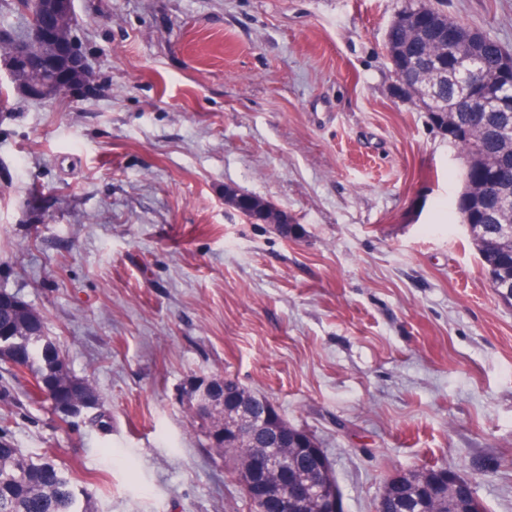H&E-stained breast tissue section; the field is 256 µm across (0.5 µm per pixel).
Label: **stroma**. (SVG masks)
Segmentation results:
<instances>
[{"label": "stroma", "mask_w": 512, "mask_h": 512, "mask_svg": "<svg viewBox=\"0 0 512 512\" xmlns=\"http://www.w3.org/2000/svg\"><path fill=\"white\" fill-rule=\"evenodd\" d=\"M400 3L76 0L87 91L0 80V289L109 412L60 424L0 361V432L94 512H252L184 399L227 375L316 436L345 512L430 465L512 512V306L456 210L458 151L395 91ZM438 3L512 49V0Z\"/></svg>", "instance_id": "35a3bbf8"}]
</instances>
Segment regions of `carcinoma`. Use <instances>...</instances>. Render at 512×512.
<instances>
[{
  "label": "carcinoma",
  "mask_w": 512,
  "mask_h": 512,
  "mask_svg": "<svg viewBox=\"0 0 512 512\" xmlns=\"http://www.w3.org/2000/svg\"><path fill=\"white\" fill-rule=\"evenodd\" d=\"M422 10L432 16L433 22L448 27L450 18L433 7L430 0H403L396 15L400 20L391 21L386 32V45L391 49V66H397L399 51L409 37L405 25L414 11ZM464 40L458 53L466 55L475 50L484 60L486 75L495 76L504 65V59L512 58L501 43L488 36L470 43L471 29L459 24ZM418 84L432 83L433 101L423 102L422 110L428 112L432 125L438 130L457 126L466 130L461 140L448 139L464 163V188L460 197L465 208L458 209L460 216L471 215L476 247L487 278L512 283V112H492L491 121L508 129V138L487 136L479 128L468 127V103L457 91L458 68L448 64L441 42L433 40L417 64ZM39 83L45 95H50L54 81L51 75L29 76L21 74L15 79L17 87ZM18 345L26 352L22 371L30 373L33 390L27 396H37L51 403L46 385H62L77 380L72 375L60 346L45 336L43 316L31 305L22 311L0 313V348ZM213 453L224 463H243L249 445H210ZM428 469L421 468L399 475V481L415 489L423 487ZM395 484L385 487L387 496L379 497L376 512H422L419 502L406 509L400 508L392 494ZM90 493L76 489L69 472L54 459L45 457L34 461L22 449L14 454L0 456V512H91ZM431 512H484L475 494L463 495L454 484L430 505Z\"/></svg>",
  "instance_id": "cac0c4a2"
}]
</instances>
